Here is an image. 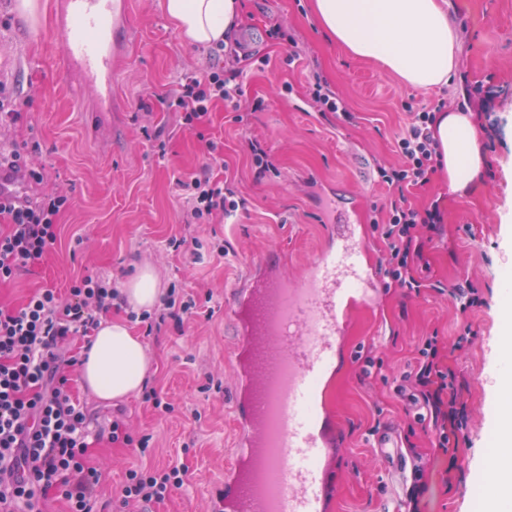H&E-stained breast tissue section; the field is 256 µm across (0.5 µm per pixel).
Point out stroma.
Segmentation results:
<instances>
[{"label":"stroma","instance_id":"35a3bbf8","mask_svg":"<svg viewBox=\"0 0 512 512\" xmlns=\"http://www.w3.org/2000/svg\"><path fill=\"white\" fill-rule=\"evenodd\" d=\"M131 2L133 40L115 84L127 112L121 129L103 145L94 129L105 126V119H91L74 105L54 0H39L34 22L17 10V0H0V90L22 111L14 131L21 152L45 175L25 189L38 196L55 190L69 199L54 248L0 285V305L19 306L39 288L67 295L72 280L84 274L120 287L145 265L159 274L163 288L192 294L199 315L188 332L170 326L149 336L143 324H131L152 358L146 385L172 411L153 409L139 393L102 403L79 382L71 387L99 421L122 416L137 436L149 437L146 462L188 467L187 484L155 512H209L235 438L230 402L236 369L229 355L235 337L224 322L227 289L264 255L277 254L289 279L316 259L329 222L312 197L316 181L331 189L337 207L358 211L368 253L381 260L372 217L390 192L379 182L375 163L399 164L394 135L407 120V106L466 101L477 121L481 175L463 195L449 193L436 175L410 188L416 207L435 204L444 216L442 234L424 246L429 266L418 275L425 286L410 295L395 288L381 292L374 307L359 314L324 397L344 436L331 473L336 496L330 512H389L407 501L411 477L385 472L373 446L384 427L395 431L407 463L424 467L429 491L421 512H483L487 462L501 427L494 409L505 390L503 355L512 346V302L503 290L512 280V0H452L462 44L458 74L435 89L406 87L376 63L348 56L319 29L309 0H244L240 65L248 74L245 93L259 107L237 124L216 104L208 123L197 128L179 123L167 97L184 74L203 71L205 52L179 35L161 0ZM275 25L297 41L301 64L285 63L282 48L268 37ZM265 56L270 62L264 66ZM312 71L347 101L353 121L322 117L312 108L304 90ZM209 139L219 143L226 162L216 168L217 177L235 182L248 209L230 223L193 225L203 254L196 263L168 242L182 224L176 178L205 163ZM256 142L273 163L262 174L251 161ZM220 246L226 250L222 258L215 255ZM466 279L482 297L468 309L449 295ZM464 330L469 343L460 349L454 341ZM433 334L443 341V363L465 383L467 427L445 453L392 384ZM89 453L91 463L105 469L97 508L111 512L113 492L141 457L136 449L104 440L92 443Z\"/></svg>","mask_w":512,"mask_h":512}]
</instances>
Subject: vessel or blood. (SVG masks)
Listing matches in <instances>:
<instances>
[{
  "label": "vessel or blood",
  "instance_id": "vessel-or-blood-1",
  "mask_svg": "<svg viewBox=\"0 0 512 512\" xmlns=\"http://www.w3.org/2000/svg\"><path fill=\"white\" fill-rule=\"evenodd\" d=\"M62 59L98 112L125 105L114 84L132 39L130 0H56ZM350 230L329 225L317 259L295 279L266 255L230 289L224 320L237 342L233 417L235 450L224 467L232 512H327L329 479L343 445L321 386L334 373L340 340L354 308H369L382 286L376 266L345 214Z\"/></svg>",
  "mask_w": 512,
  "mask_h": 512
}]
</instances>
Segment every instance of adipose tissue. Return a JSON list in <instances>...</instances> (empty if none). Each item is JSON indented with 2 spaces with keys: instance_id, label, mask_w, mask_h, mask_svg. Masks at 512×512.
<instances>
[{
  "instance_id": "obj_1",
  "label": "adipose tissue",
  "mask_w": 512,
  "mask_h": 512,
  "mask_svg": "<svg viewBox=\"0 0 512 512\" xmlns=\"http://www.w3.org/2000/svg\"><path fill=\"white\" fill-rule=\"evenodd\" d=\"M312 12L327 37L350 57L373 60L383 72L411 88L452 83L461 44L448 0H312ZM162 9L189 43L233 47L242 0H162ZM450 192L465 189L482 169L478 129L469 110L441 112L433 127ZM79 383L97 399L120 401L139 392L150 357L130 327L118 319L102 321L90 346L80 353ZM501 420L498 466L486 495L488 512L512 503V401Z\"/></svg>"
}]
</instances>
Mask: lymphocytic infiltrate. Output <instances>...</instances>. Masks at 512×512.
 <instances>
[{"label":"lymphocytic infiltrate","mask_w":512,"mask_h":512,"mask_svg":"<svg viewBox=\"0 0 512 512\" xmlns=\"http://www.w3.org/2000/svg\"><path fill=\"white\" fill-rule=\"evenodd\" d=\"M243 85L240 67L189 76L174 90L167 108L182 125L191 126L207 120L212 104L228 103L239 123L250 109ZM20 117L11 100H0V163L10 167L14 178L38 181L41 172L23 162L17 150L4 146ZM435 121L432 108L410 113L395 138L402 165L377 168L382 183L398 192L386 214L373 219L384 245L381 265L388 287L408 293L421 286L412 274L413 264L426 262L418 231L436 228L439 217L412 206L404 190L427 183L440 163L431 131ZM206 149L210 163L179 181L188 194L190 225L208 223L217 215L230 219L246 207L231 181L213 173L217 144L208 142ZM66 204V197L57 193L0 203V284L52 250ZM125 302L105 278L85 274L72 281L68 297L40 288L20 306H0V512H41V502L51 495L63 501L65 512H92L102 470L88 460L91 420L68 383L66 370L78 363L68 345L75 337L89 336L100 314ZM409 387L431 417L438 448L447 449L451 433L463 426L465 407L455 373L440 360L436 337L424 339L414 365L401 374L395 390L401 393ZM186 474L182 466H131L118 492V506L123 510L162 504L183 487Z\"/></svg>","instance_id":"obj_1"}]
</instances>
